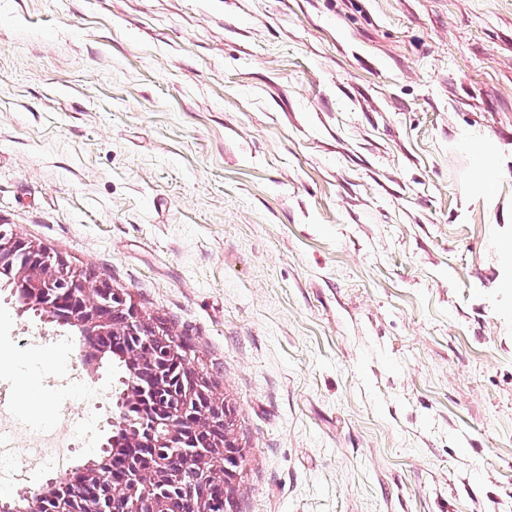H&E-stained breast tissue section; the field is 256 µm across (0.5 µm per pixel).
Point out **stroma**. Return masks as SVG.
I'll return each mask as SVG.
<instances>
[{"mask_svg":"<svg viewBox=\"0 0 512 512\" xmlns=\"http://www.w3.org/2000/svg\"><path fill=\"white\" fill-rule=\"evenodd\" d=\"M1 224L191 339L229 512H512V0H0ZM83 351L0 292L17 444ZM18 405L25 411L35 409L40 419H51L53 412L49 403L43 401L39 395L38 386L33 380L22 377L19 391Z\"/></svg>","mask_w":512,"mask_h":512,"instance_id":"35a3bbf8","label":"stroma"}]
</instances>
